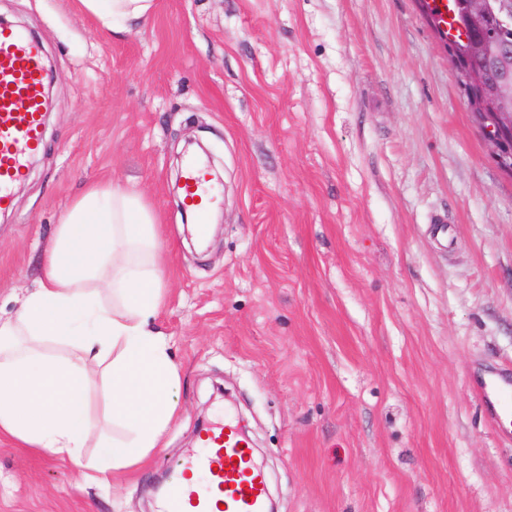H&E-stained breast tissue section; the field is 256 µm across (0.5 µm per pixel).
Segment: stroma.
Segmentation results:
<instances>
[{"mask_svg": "<svg viewBox=\"0 0 512 512\" xmlns=\"http://www.w3.org/2000/svg\"><path fill=\"white\" fill-rule=\"evenodd\" d=\"M0 18L55 73L44 148L0 212V316L89 184L136 188L181 378L164 446L105 482L95 446L0 437V512H157L219 411L278 512H512V426L474 389L512 367V176L420 0H156L120 37L76 0H0ZM194 138L218 177L201 246L172 197Z\"/></svg>", "mask_w": 512, "mask_h": 512, "instance_id": "stroma-1", "label": "stroma"}]
</instances>
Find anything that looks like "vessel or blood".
<instances>
[{
  "label": "vessel or blood",
  "mask_w": 512,
  "mask_h": 512,
  "mask_svg": "<svg viewBox=\"0 0 512 512\" xmlns=\"http://www.w3.org/2000/svg\"><path fill=\"white\" fill-rule=\"evenodd\" d=\"M45 64L29 35L0 25V212L9 211L27 157L44 147ZM183 202L204 216L212 197L202 165L189 163ZM493 420L512 419V375L487 374L475 382ZM202 448L175 466L161 512H267L268 478L232 421L206 429Z\"/></svg>",
  "instance_id": "vessel-or-blood-1"
}]
</instances>
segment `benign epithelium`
Returning <instances> with one entry per match:
<instances>
[{"mask_svg":"<svg viewBox=\"0 0 512 512\" xmlns=\"http://www.w3.org/2000/svg\"><path fill=\"white\" fill-rule=\"evenodd\" d=\"M495 5L512 13V0H458L457 9L462 24L471 28ZM449 47L455 68L465 77L482 136L499 167L512 175V52L481 36Z\"/></svg>","mask_w":512,"mask_h":512,"instance_id":"1","label":"benign epithelium"}]
</instances>
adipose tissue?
Masks as SVG:
<instances>
[{
    "label": "adipose tissue",
    "instance_id": "obj_1",
    "mask_svg": "<svg viewBox=\"0 0 512 512\" xmlns=\"http://www.w3.org/2000/svg\"><path fill=\"white\" fill-rule=\"evenodd\" d=\"M113 33L147 20L154 0H79ZM158 216L134 191L90 185L62 215L43 259L44 278L13 317L0 319V436L79 459L90 440L100 472L133 467L177 411L180 374L150 319L165 298ZM60 352L47 351V344ZM104 369L119 433L93 438V375Z\"/></svg>",
    "mask_w": 512,
    "mask_h": 512
}]
</instances>
